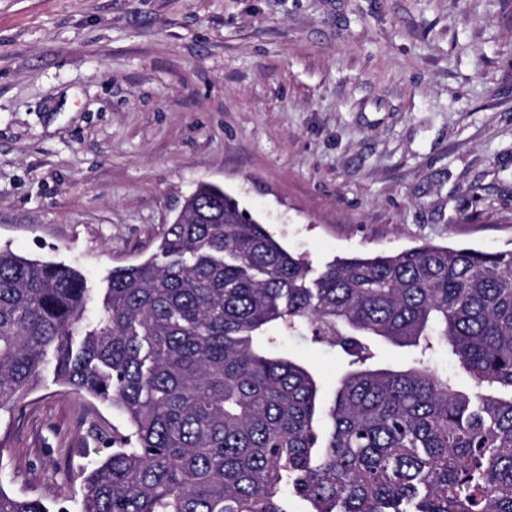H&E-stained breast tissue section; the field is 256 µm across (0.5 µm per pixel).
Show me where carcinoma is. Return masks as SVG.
<instances>
[{
  "label": "carcinoma",
  "instance_id": "obj_1",
  "mask_svg": "<svg viewBox=\"0 0 512 512\" xmlns=\"http://www.w3.org/2000/svg\"><path fill=\"white\" fill-rule=\"evenodd\" d=\"M244 213L200 183L92 319L77 269L0 247V411L51 364L126 420L81 512H288L285 490L309 512H512V250L424 243L314 275ZM272 326L350 357L328 406ZM379 340L406 364L378 366ZM439 344L471 393L432 367ZM0 512L50 509L0 486Z\"/></svg>",
  "mask_w": 512,
  "mask_h": 512
}]
</instances>
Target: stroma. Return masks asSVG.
Returning <instances> with one entry per match:
<instances>
[{
    "instance_id": "stroma-1",
    "label": "stroma",
    "mask_w": 512,
    "mask_h": 512,
    "mask_svg": "<svg viewBox=\"0 0 512 512\" xmlns=\"http://www.w3.org/2000/svg\"><path fill=\"white\" fill-rule=\"evenodd\" d=\"M313 272L512 249V0H0V246L92 288L199 182ZM324 399L347 359L282 332ZM121 414L60 385L0 414V487L81 512Z\"/></svg>"
}]
</instances>
